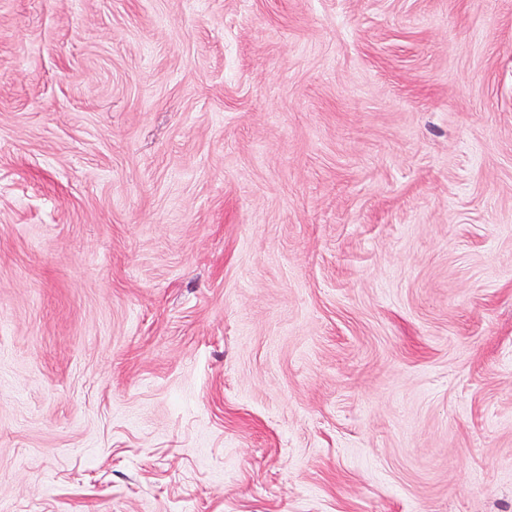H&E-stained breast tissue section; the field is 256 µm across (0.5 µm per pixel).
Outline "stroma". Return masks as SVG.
Segmentation results:
<instances>
[{
  "label": "stroma",
  "instance_id": "stroma-1",
  "mask_svg": "<svg viewBox=\"0 0 512 512\" xmlns=\"http://www.w3.org/2000/svg\"><path fill=\"white\" fill-rule=\"evenodd\" d=\"M0 512H512V0H0Z\"/></svg>",
  "mask_w": 512,
  "mask_h": 512
}]
</instances>
